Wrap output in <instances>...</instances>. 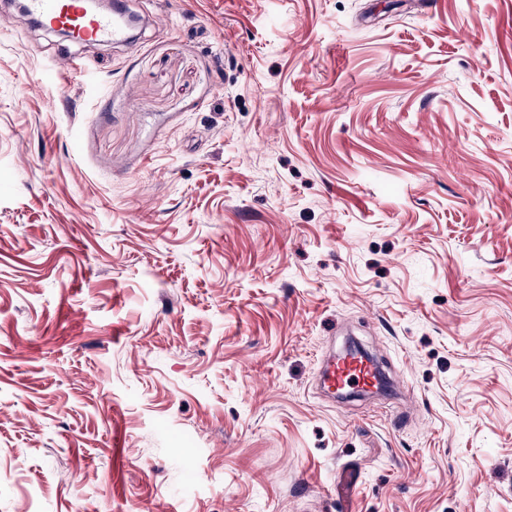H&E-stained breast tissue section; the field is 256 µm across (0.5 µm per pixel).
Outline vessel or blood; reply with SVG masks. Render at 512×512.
Wrapping results in <instances>:
<instances>
[{
  "label": "vessel or blood",
  "instance_id": "1",
  "mask_svg": "<svg viewBox=\"0 0 512 512\" xmlns=\"http://www.w3.org/2000/svg\"><path fill=\"white\" fill-rule=\"evenodd\" d=\"M23 7L42 26L67 30L81 42H122L130 31L121 7L109 14H93L85 9L84 0H24ZM377 382V372L368 360L343 358L329 360L321 384L327 393L339 390L367 392Z\"/></svg>",
  "mask_w": 512,
  "mask_h": 512
}]
</instances>
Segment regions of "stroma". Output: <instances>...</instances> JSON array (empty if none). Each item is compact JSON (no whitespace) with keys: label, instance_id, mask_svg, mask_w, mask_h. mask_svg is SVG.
<instances>
[{"label":"stroma","instance_id":"1","mask_svg":"<svg viewBox=\"0 0 512 512\" xmlns=\"http://www.w3.org/2000/svg\"><path fill=\"white\" fill-rule=\"evenodd\" d=\"M127 7L0 0V512H512V0ZM121 4L114 3L112 15L87 12L84 0H25L23 8L43 27L67 30L77 41L122 42L130 39V31ZM376 382L377 372L370 361L348 357L336 360L334 356L327 362L321 379L323 389L333 395L336 390L347 389L367 392Z\"/></svg>","mask_w":512,"mask_h":512}]
</instances>
